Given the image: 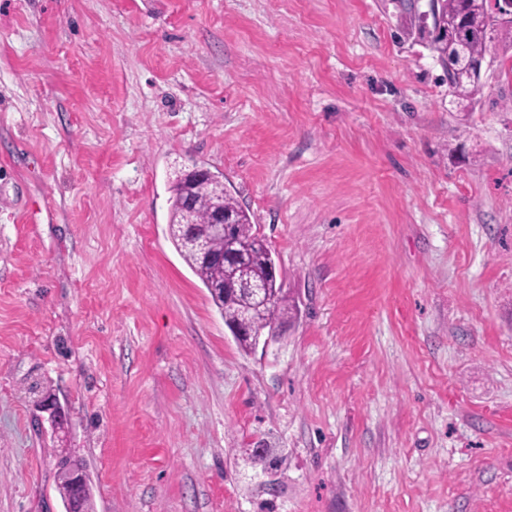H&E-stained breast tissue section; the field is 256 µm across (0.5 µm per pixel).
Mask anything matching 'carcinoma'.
Segmentation results:
<instances>
[{"label": "carcinoma", "instance_id": "obj_1", "mask_svg": "<svg viewBox=\"0 0 512 512\" xmlns=\"http://www.w3.org/2000/svg\"><path fill=\"white\" fill-rule=\"evenodd\" d=\"M432 30L428 31L431 49L438 61L450 72L448 88L461 105L473 103L481 91V77L475 74L473 63L485 58L500 44L512 46V28L489 29L492 0H433ZM170 198L169 239L192 273L205 288L219 283L226 290L210 293L212 302L226 322L250 323L252 328L273 329L294 317L296 304L261 258L263 239L251 223L249 213L227 191L224 184L209 178L191 184L176 178L172 181ZM222 205L236 215L231 238L210 239L212 253L221 255L229 247L250 257L246 264L228 261L204 262L182 241L186 215L200 222L211 210ZM260 281L277 289L274 304L260 308L249 305L234 291L239 281ZM58 490L62 499L71 492L72 475L86 470L85 465L67 454L57 456Z\"/></svg>", "mask_w": 512, "mask_h": 512}]
</instances>
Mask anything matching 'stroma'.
Instances as JSON below:
<instances>
[{"instance_id":"obj_1","label":"stroma","mask_w":512,"mask_h":512,"mask_svg":"<svg viewBox=\"0 0 512 512\" xmlns=\"http://www.w3.org/2000/svg\"><path fill=\"white\" fill-rule=\"evenodd\" d=\"M403 2L0 0V512L63 451L96 512H512V48L461 109ZM196 164L298 305L251 353L166 234Z\"/></svg>"}]
</instances>
